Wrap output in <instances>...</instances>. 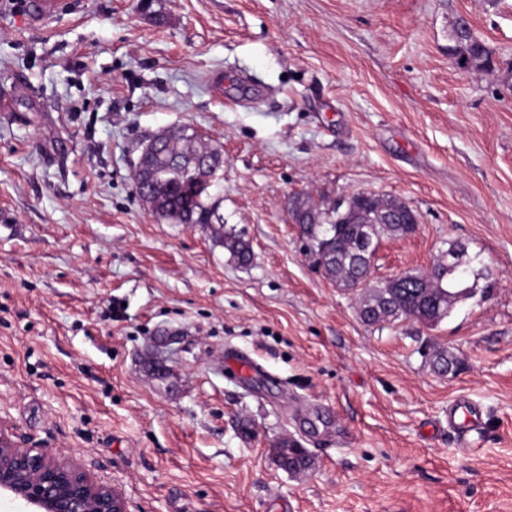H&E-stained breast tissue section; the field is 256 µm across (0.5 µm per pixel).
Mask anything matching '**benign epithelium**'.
Returning a JSON list of instances; mask_svg holds the SVG:
<instances>
[{"mask_svg": "<svg viewBox=\"0 0 512 512\" xmlns=\"http://www.w3.org/2000/svg\"><path fill=\"white\" fill-rule=\"evenodd\" d=\"M166 135L161 131L148 139L134 171L139 174L136 194L146 199L157 192L150 173L151 153ZM385 220L398 215L417 227L414 213L404 205L388 206ZM0 495L21 504L25 512H130L123 490L97 480L88 469L66 455H56L37 445L22 446L0 423Z\"/></svg>", "mask_w": 512, "mask_h": 512, "instance_id": "1", "label": "benign epithelium"}]
</instances>
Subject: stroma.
Segmentation results:
<instances>
[{"mask_svg":"<svg viewBox=\"0 0 512 512\" xmlns=\"http://www.w3.org/2000/svg\"><path fill=\"white\" fill-rule=\"evenodd\" d=\"M465 19L491 70L461 68ZM0 420L75 456L131 512H512V0H0ZM219 148L211 197L249 241L135 193L138 144ZM371 193L418 226L373 277L467 248L471 298L369 326L289 218ZM462 360L435 373L423 345ZM258 368L244 381L224 360ZM466 396L477 446L448 427ZM292 438L308 470H282ZM219 243L230 253L239 265H248L253 259L250 243L240 234L231 231L220 232ZM485 423L484 408L470 398L460 397L448 405V427L457 431L465 443L474 434L480 436Z\"/></svg>","mask_w":512,"mask_h":512,"instance_id":"obj_1","label":"stroma"}]
</instances>
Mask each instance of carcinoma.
<instances>
[{"instance_id":"cac0c4a2","label":"carcinoma","mask_w":512,"mask_h":512,"mask_svg":"<svg viewBox=\"0 0 512 512\" xmlns=\"http://www.w3.org/2000/svg\"><path fill=\"white\" fill-rule=\"evenodd\" d=\"M456 48L459 59L464 65L476 70H485L491 66L492 53L486 45L474 37L470 30L456 25ZM166 153L152 162L155 180L163 189L161 207L158 216L174 224H210L216 212L215 203L207 198L193 207L184 204L182 186L195 177L196 164L211 162L215 169L222 167L220 151L198 141L196 133L184 128V135L165 145ZM380 198L376 196L356 199L359 218H373ZM292 218L302 223L308 243V251L317 260L322 274L334 281L336 279L358 280L366 272L364 245L358 243L361 225L355 220L338 218L336 210L327 211L313 199L306 198L303 213H295ZM373 234L381 239L385 236L401 237L413 233L409 224H374ZM219 243L240 265H247L253 259L250 243L233 231L220 232ZM455 293V301L471 296V288L462 286L457 273L451 271L440 282L428 285V292H421V286L407 282L395 291L385 288H367L358 293L361 320L368 325L396 323L408 315L423 310L433 314V323L437 324L448 317V293ZM429 363L432 370L440 375L454 373L461 360L452 351L445 348L433 350ZM280 466L288 471H299L309 465L308 459L297 451L293 441H283Z\"/></svg>"}]
</instances>
